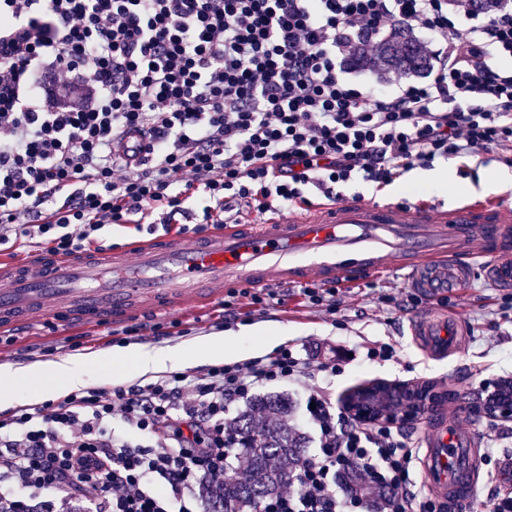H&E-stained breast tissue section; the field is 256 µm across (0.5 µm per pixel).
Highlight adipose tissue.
Returning <instances> with one entry per match:
<instances>
[{"label":"adipose tissue","mask_w":512,"mask_h":512,"mask_svg":"<svg viewBox=\"0 0 512 512\" xmlns=\"http://www.w3.org/2000/svg\"><path fill=\"white\" fill-rule=\"evenodd\" d=\"M225 348L223 337L208 336L189 345L118 348L103 356H67L48 364L4 367L0 369V401L10 402L22 394L34 402L62 391L80 389L87 383L88 368L94 366L103 368L114 362L128 361L136 375L146 377L170 368L223 359Z\"/></svg>","instance_id":"adipose-tissue-1"}]
</instances>
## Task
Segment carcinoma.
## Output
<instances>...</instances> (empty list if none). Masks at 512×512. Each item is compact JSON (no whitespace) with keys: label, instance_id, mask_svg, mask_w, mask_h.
Returning a JSON list of instances; mask_svg holds the SVG:
<instances>
[{"label":"carcinoma","instance_id":"carcinoma-1","mask_svg":"<svg viewBox=\"0 0 512 512\" xmlns=\"http://www.w3.org/2000/svg\"><path fill=\"white\" fill-rule=\"evenodd\" d=\"M426 65L413 31L401 27L385 53L373 60L360 61V66L377 75L397 66L421 74L426 71ZM289 414L288 401L258 398L230 423L238 437L249 477L242 482L230 473L223 485L208 489L206 497L212 512H247L277 492L282 480L301 459L302 438L290 426Z\"/></svg>","mask_w":512,"mask_h":512}]
</instances>
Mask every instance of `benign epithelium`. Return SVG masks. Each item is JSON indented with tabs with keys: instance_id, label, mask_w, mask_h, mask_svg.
<instances>
[{
	"instance_id": "7a95c632",
	"label": "benign epithelium",
	"mask_w": 512,
	"mask_h": 512,
	"mask_svg": "<svg viewBox=\"0 0 512 512\" xmlns=\"http://www.w3.org/2000/svg\"><path fill=\"white\" fill-rule=\"evenodd\" d=\"M448 393L434 384H379L348 397L345 409L361 421L389 425L417 418L429 406L439 405ZM475 415L488 419L512 418V394H503L494 388L476 398L472 404Z\"/></svg>"
}]
</instances>
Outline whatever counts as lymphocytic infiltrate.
<instances>
[{"label":"lymphocytic infiltrate","mask_w":512,"mask_h":512,"mask_svg":"<svg viewBox=\"0 0 512 512\" xmlns=\"http://www.w3.org/2000/svg\"><path fill=\"white\" fill-rule=\"evenodd\" d=\"M398 26L426 33L424 79L343 78ZM493 149L512 165V6L0 0V251L102 250L104 228L154 216L201 233L307 188L339 200L357 177L386 187ZM342 369L284 346L1 411L0 512H208L202 485L240 461L226 415L273 383L304 388L317 448L259 512H443L416 487L402 427L361 422L313 386ZM503 437L487 422L491 512H512Z\"/></svg>","instance_id":"f902f5d3"}]
</instances>
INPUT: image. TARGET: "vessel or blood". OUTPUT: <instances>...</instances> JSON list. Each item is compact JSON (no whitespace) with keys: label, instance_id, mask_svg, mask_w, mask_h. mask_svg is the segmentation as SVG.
Here are the masks:
<instances>
[{"label":"vessel or blood","instance_id":"b4317fda","mask_svg":"<svg viewBox=\"0 0 512 512\" xmlns=\"http://www.w3.org/2000/svg\"><path fill=\"white\" fill-rule=\"evenodd\" d=\"M129 249L139 255L136 265L125 261ZM397 256L414 259L409 284L430 294L466 288L476 263L492 287L512 288V208L494 191L447 208L421 198L405 209L347 199L269 217L261 230L232 224L201 237L133 239L123 249L68 257L38 251L0 272V332L37 318L118 323L147 309L215 305L224 286L261 285L276 276L350 281L378 273ZM410 325L432 355L458 353L467 336L457 312L415 316ZM420 445L427 490L457 507L479 505L480 431L465 408L430 413Z\"/></svg>","mask_w":512,"mask_h":512}]
</instances>
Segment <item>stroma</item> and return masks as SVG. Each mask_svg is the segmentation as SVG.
<instances>
[{
  "label": "stroma",
  "mask_w": 512,
  "mask_h": 512,
  "mask_svg": "<svg viewBox=\"0 0 512 512\" xmlns=\"http://www.w3.org/2000/svg\"><path fill=\"white\" fill-rule=\"evenodd\" d=\"M446 165L454 171L456 184L444 194L431 191L408 173L382 189L357 179L343 186L342 192L348 197L397 202L423 195L450 205L486 193V184L495 174L512 175L511 165L489 160L484 153L451 158ZM383 294L392 296L391 304L380 302ZM511 297V291L491 288L478 267L473 270L469 288L455 295L428 297L409 288L403 270L392 266L339 288L337 311L333 314L306 306L296 284L289 286L284 305L263 310L242 306L240 320L223 328L216 325L218 308L179 311L176 319L187 335L168 338L167 343L175 346L221 335L229 346L224 359L233 362L261 355L255 336L270 328L281 332V344L293 346L315 363L341 350L353 353L354 359L344 372L330 381L335 397L373 381L429 383L445 390L458 381L465 394L470 395L487 383L512 378V314L502 310L503 303ZM432 308L454 310L466 318L469 336L462 353L430 356L413 336L410 317ZM13 338L12 345H0V368L54 361L73 354L94 356L117 346L109 323L60 325L52 332L38 323L14 332ZM385 343L395 348V358L386 362L369 360L368 350Z\"/></svg>",
  "instance_id": "stroma-1"
}]
</instances>
